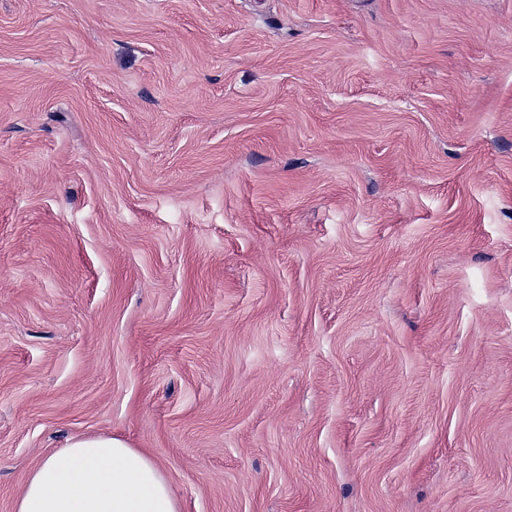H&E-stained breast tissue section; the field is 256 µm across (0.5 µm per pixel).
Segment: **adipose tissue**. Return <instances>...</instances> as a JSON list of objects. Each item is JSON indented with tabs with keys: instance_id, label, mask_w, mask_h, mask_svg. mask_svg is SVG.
<instances>
[{
	"instance_id": "1",
	"label": "adipose tissue",
	"mask_w": 512,
	"mask_h": 512,
	"mask_svg": "<svg viewBox=\"0 0 512 512\" xmlns=\"http://www.w3.org/2000/svg\"><path fill=\"white\" fill-rule=\"evenodd\" d=\"M15 512H179L164 471L112 435L67 439L32 471Z\"/></svg>"
}]
</instances>
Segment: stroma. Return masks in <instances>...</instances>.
Segmentation results:
<instances>
[{
  "label": "stroma",
  "mask_w": 512,
  "mask_h": 512,
  "mask_svg": "<svg viewBox=\"0 0 512 512\" xmlns=\"http://www.w3.org/2000/svg\"><path fill=\"white\" fill-rule=\"evenodd\" d=\"M90 434L512 512V0H0V512Z\"/></svg>",
  "instance_id": "stroma-1"
}]
</instances>
